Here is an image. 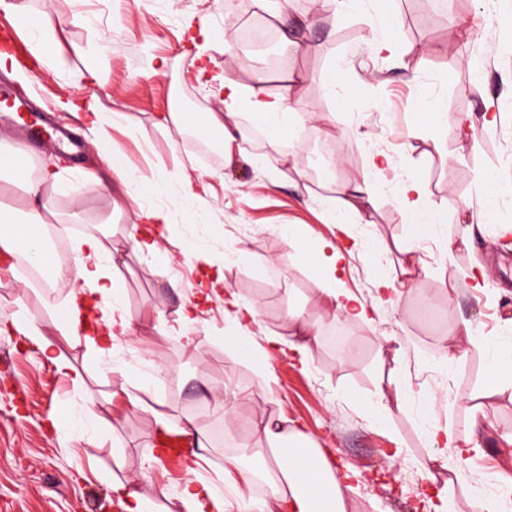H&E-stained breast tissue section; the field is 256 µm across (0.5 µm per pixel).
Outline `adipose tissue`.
Returning <instances> with one entry per match:
<instances>
[{
    "mask_svg": "<svg viewBox=\"0 0 512 512\" xmlns=\"http://www.w3.org/2000/svg\"><path fill=\"white\" fill-rule=\"evenodd\" d=\"M17 18L31 34L35 53L54 61L56 66H63L64 61L48 36L53 25L51 16L45 12H21ZM217 82L224 93V109L209 113L208 125L222 131L225 146L245 138V130L236 121L240 109L245 107L262 124L269 148L278 150L284 135L291 130L296 108L287 97L271 98L264 94L261 67L253 68L249 84L224 75L218 77ZM82 108L88 114L90 130L100 152L114 171L123 172L124 160L114 149L109 133L111 116L94 101L83 103ZM427 196L425 185L409 177L399 183L395 199L415 222L432 224L438 220L441 210L439 205L428 202ZM78 251L81 261L75 275L85 287L73 293L68 305L59 312L54 333H47L25 312L16 313L8 323L0 325L2 332L18 333L34 341L54 369L65 375L70 374L71 367L56 354L58 336L75 342L82 340L103 349L112 340L133 330L132 317L117 301V286L112 277L116 258H105L102 241L94 235L80 240ZM306 258L322 272L325 301L339 319H369L382 304L396 303L400 294L401 284L393 279L380 280L377 295L369 302L336 289L334 283L345 250L334 241L319 240L309 248ZM203 298L207 301L223 299L224 315L238 330L247 329L257 320V306L243 303L238 292L225 287L223 278L211 280ZM252 428L269 443L272 461L259 473L264 474L270 493L263 499L253 498L250 488L259 473L243 465L239 456H225L224 479L237 493L239 512H347L346 492L358 480V472L336 469L325 451L287 418L268 420L260 416L253 420Z\"/></svg>",
    "mask_w": 512,
    "mask_h": 512,
    "instance_id": "ef3b65f1",
    "label": "adipose tissue"
}]
</instances>
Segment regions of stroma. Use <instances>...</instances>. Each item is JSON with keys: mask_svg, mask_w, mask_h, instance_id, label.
Masks as SVG:
<instances>
[{"mask_svg": "<svg viewBox=\"0 0 512 512\" xmlns=\"http://www.w3.org/2000/svg\"><path fill=\"white\" fill-rule=\"evenodd\" d=\"M253 9L241 0L225 15L222 0H0V18L17 11L50 12L51 38L66 65L52 69L38 58L40 78L12 74L43 110L88 134L86 114L63 107L66 99L96 95L112 112V143L130 172L162 184L163 191L134 202L123 180L96 148L81 162L49 146L35 152L18 173L26 182L52 172L46 187V221L69 237L96 235L120 258L113 271L119 301L134 321L128 336L100 354L59 338V353L83 379L81 385L55 372L26 337L0 334V512H124L114 481L130 483L155 512H184L182 486L168 481L150 459L157 453V426L148 409L123 404V388L143 382L147 369H162L150 397L173 419L191 418L210 439L207 463L199 472L237 512L235 493L224 482V458L243 454L258 467L259 441L250 422L259 415L287 416L312 434L334 461L358 471L361 482L348 493V512H412L416 500H429L424 471L431 454L448 460L439 479L446 482L451 512H472L469 493L491 480H512V399L496 394L500 380L488 353L470 345L462 331L512 347V209L496 208L493 219L472 214L461 222L466 200L483 192L481 172L498 173L512 187V0H459L455 13L441 19L421 14L415 0H362L330 20L323 0H288V29L301 50L282 54L278 42L264 49L276 62L265 90L285 95L316 121L298 125L297 137L284 138L278 152L266 140L239 142L232 157L210 161L198 152L203 138L191 126L166 122L175 103L203 114L224 108L222 97L193 80L203 61L215 60L226 74L248 82L235 51V28ZM205 26L188 38L187 26ZM389 50L378 51L377 39ZM167 59L155 72L157 59ZM106 73L105 85L84 77L89 63ZM341 70V88L328 94L325 79ZM498 116L495 127L476 130L460 142L454 125L432 118ZM331 148L333 177L323 181L314 152ZM392 155L391 166L369 173V155ZM415 175L429 200L442 207L437 224H414L394 198L396 183ZM371 180L372 206L339 211L341 189ZM102 189L89 192L88 185ZM195 196L188 209L187 196ZM169 214L167 241L156 254L140 252L130 237L153 208ZM295 226L288 240L282 227ZM470 234L472 248L438 259L440 242ZM319 239L352 244L337 287L371 299L376 293L377 259L389 276H400L401 250L427 243L426 267L405 287L395 305H383L372 320L351 321L343 352L325 340L310 343L305 359L282 354L271 341L295 343L289 310L327 328L335 321L324 303L318 274L303 257ZM207 244L195 256L189 242ZM245 251L243 261L224 263V282L260 314L250 325L252 346L267 349V366L243 355L228 332L224 304L199 303L198 289L212 262L226 252ZM279 260L276 278L257 276L255 266ZM482 265V290L454 284L455 273ZM10 266L0 276V322L18 311L52 325L80 283L73 274L59 278L53 297L20 283ZM434 301L449 316L442 330L419 317L422 301ZM198 304V350H185L179 309ZM455 350L447 382L430 386L438 401V421L460 438L475 437L481 447L467 463L454 449L432 445L412 411L399 408L408 395L406 378L442 361ZM238 393L239 424L226 431L213 409L225 392ZM480 425H473V417Z\"/></svg>", "mask_w": 512, "mask_h": 512, "instance_id": "1", "label": "stroma"}]
</instances>
